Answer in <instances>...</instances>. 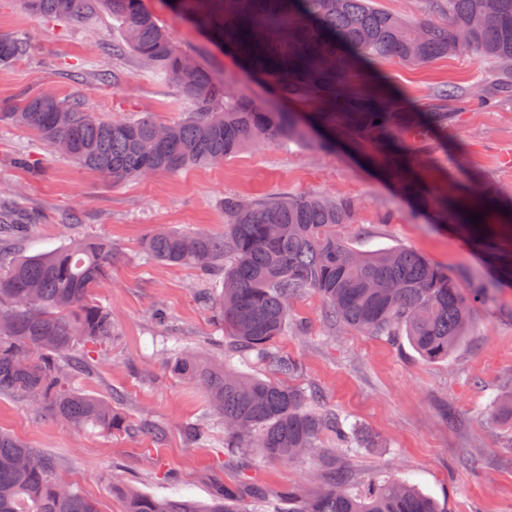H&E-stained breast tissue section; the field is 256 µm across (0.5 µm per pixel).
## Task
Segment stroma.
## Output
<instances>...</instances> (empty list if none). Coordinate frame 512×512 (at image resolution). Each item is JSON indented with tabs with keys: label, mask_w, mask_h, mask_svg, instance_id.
<instances>
[{
	"label": "stroma",
	"mask_w": 512,
	"mask_h": 512,
	"mask_svg": "<svg viewBox=\"0 0 512 512\" xmlns=\"http://www.w3.org/2000/svg\"><path fill=\"white\" fill-rule=\"evenodd\" d=\"M143 5L185 57L222 77L235 94L273 105L267 82L167 0ZM119 27L105 10L87 24L64 23L28 13L22 0H0V33L21 36L28 45L23 59L0 67V105L51 93L79 98L105 119L183 118L189 104L175 83L152 77L131 51L113 53ZM99 69L113 72L116 82L98 81ZM368 70L424 109L439 86L483 83L489 64L477 55L450 54L424 66L379 61ZM427 147L430 183L458 188L474 175L502 200L512 199V99L490 109L456 110L447 132L430 137ZM278 191L358 200L355 223L341 229L357 250L411 249L460 280L471 270L488 280L498 273L480 246L416 211L359 147L269 140L220 164L115 183L53 153L31 131L0 123V198L16 201L33 219L26 232L0 237V254L35 255L88 236L111 242L112 279L97 296L111 314L114 336L94 352L92 371L76 384L90 394L117 395L121 412L159 431L82 430L10 396L0 397V430L50 454L57 476L96 499L102 512L125 510L112 487L116 476L159 497L201 502L219 481L257 483L273 496L321 488L316 456L288 464L255 451L246 467L230 466L224 428L206 398L166 366L176 342L205 361L223 363L224 330L197 298L203 283L194 267L150 266L142 256L141 243L153 231L218 236L225 197L261 200ZM159 308L167 314L162 325L154 319ZM324 309L315 294L297 299L291 317L306 321L308 332L281 337L278 346L302 365L293 385L319 390L326 405L356 425L358 447L337 453V461L361 479L376 474L408 481L446 512H512V424L494 415L495 397L512 390V280L475 306L466 335L443 361L423 359L405 341L391 344L332 327ZM444 407L455 425L442 421ZM189 421L210 427L207 445L185 439L181 428Z\"/></svg>",
	"instance_id": "obj_1"
}]
</instances>
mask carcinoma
Returning <instances> with one entry per match:
<instances>
[{
  "instance_id": "cac0c4a2",
  "label": "carcinoma",
  "mask_w": 512,
  "mask_h": 512,
  "mask_svg": "<svg viewBox=\"0 0 512 512\" xmlns=\"http://www.w3.org/2000/svg\"><path fill=\"white\" fill-rule=\"evenodd\" d=\"M183 19L204 29L276 98L312 103L316 111H271L234 95L223 79L184 56L143 7V0H23L26 9L59 21L89 22L105 9L121 19L118 53L128 47L149 73L174 82L191 103L181 121L160 124L145 115L117 122L89 112L78 99L38 94L0 111V121L24 127L49 149L112 181L212 165L271 139L304 140L313 127L371 147L403 194L435 208L438 219L487 245L512 267V256L493 247L492 229L502 207L487 187L448 203L419 177L430 132L448 129V104L482 109L512 99V0H431L436 16L414 21L382 9L376 0H169ZM469 52L493 67L482 86H444L423 112L375 76L355 73L378 60L420 66L450 53ZM27 43L0 34V66L19 61ZM357 203L347 197L279 192L254 202L224 198V235L156 231L143 241L149 264L191 265L222 273L221 290L203 288L200 302L229 330L231 348L255 351L279 380L249 377L225 363L206 364L188 348L168 358L171 373L197 384L224 425V447L240 457L257 448L267 458L292 462L316 452L321 438L347 449L354 442L342 415L320 408L322 396L287 383L298 362L276 348L277 339L304 326H289L293 301L312 291L325 304L327 321L369 336L406 337L431 361L446 360L471 323L474 306L492 296L494 284L477 279L462 287L448 271L417 252L388 248L361 252L338 234L355 223ZM482 214L479 224L471 214ZM21 232L30 218L0 199V226ZM112 244L72 242L57 250L21 256L0 267V395H14L77 428L104 433L133 423L114 410V398L75 387L88 369L89 348L112 342V318L96 289L112 272ZM187 441L203 445L200 423L183 426ZM326 488L288 492V512H444L431 497L400 480L370 478L351 491L352 471L324 458ZM126 512H247V499L230 483L216 485L211 502L156 497L123 490ZM0 512H101L78 487L60 482L49 454L0 431Z\"/></svg>"
}]
</instances>
